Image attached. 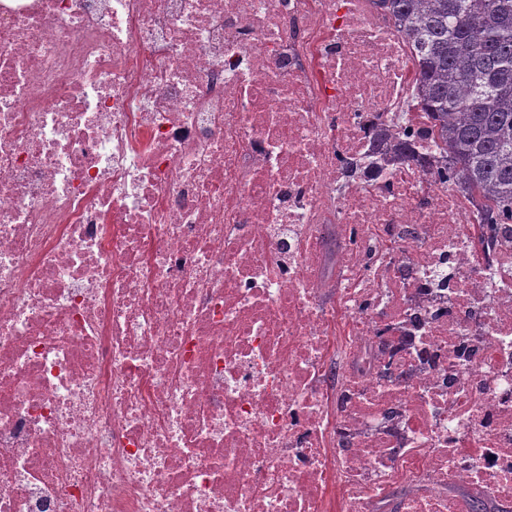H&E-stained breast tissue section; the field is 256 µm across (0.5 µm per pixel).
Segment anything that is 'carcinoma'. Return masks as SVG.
<instances>
[{"label": "carcinoma", "instance_id": "1", "mask_svg": "<svg viewBox=\"0 0 512 512\" xmlns=\"http://www.w3.org/2000/svg\"><path fill=\"white\" fill-rule=\"evenodd\" d=\"M416 53L419 106L443 143L433 167L401 131L398 152L483 201L482 225H512V0H372Z\"/></svg>", "mask_w": 512, "mask_h": 512}]
</instances>
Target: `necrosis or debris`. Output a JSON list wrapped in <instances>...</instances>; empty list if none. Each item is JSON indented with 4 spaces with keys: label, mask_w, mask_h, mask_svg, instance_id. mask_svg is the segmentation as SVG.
<instances>
[{
    "label": "necrosis or debris",
    "mask_w": 512,
    "mask_h": 512,
    "mask_svg": "<svg viewBox=\"0 0 512 512\" xmlns=\"http://www.w3.org/2000/svg\"><path fill=\"white\" fill-rule=\"evenodd\" d=\"M402 116L371 0H0V512H512V225Z\"/></svg>",
    "instance_id": "1"
}]
</instances>
